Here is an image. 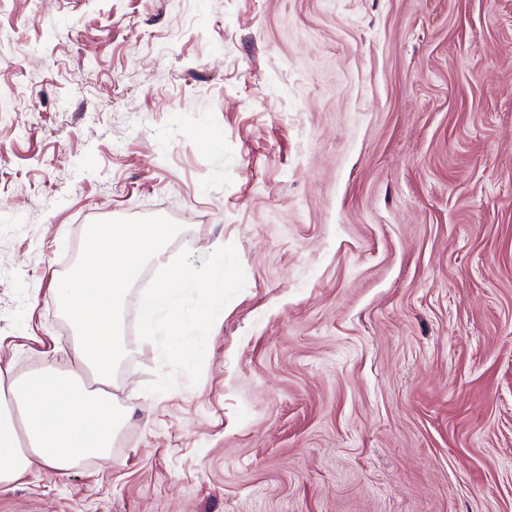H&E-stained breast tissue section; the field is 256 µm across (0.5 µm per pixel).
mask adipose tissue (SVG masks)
<instances>
[{
  "instance_id": "obj_1",
  "label": "adipose tissue",
  "mask_w": 512,
  "mask_h": 512,
  "mask_svg": "<svg viewBox=\"0 0 512 512\" xmlns=\"http://www.w3.org/2000/svg\"><path fill=\"white\" fill-rule=\"evenodd\" d=\"M12 392L17 415L0 413V485L36 463L65 473L86 459L109 457L126 416L110 394L81 388L73 372L50 366Z\"/></svg>"
}]
</instances>
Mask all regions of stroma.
Here are the masks:
<instances>
[{
  "mask_svg": "<svg viewBox=\"0 0 512 512\" xmlns=\"http://www.w3.org/2000/svg\"><path fill=\"white\" fill-rule=\"evenodd\" d=\"M153 216L246 275L199 383L145 391L148 265L110 458L0 512H512V0H0V390L74 369L88 226Z\"/></svg>",
  "mask_w": 512,
  "mask_h": 512,
  "instance_id": "35a3bbf8",
  "label": "stroma"
}]
</instances>
